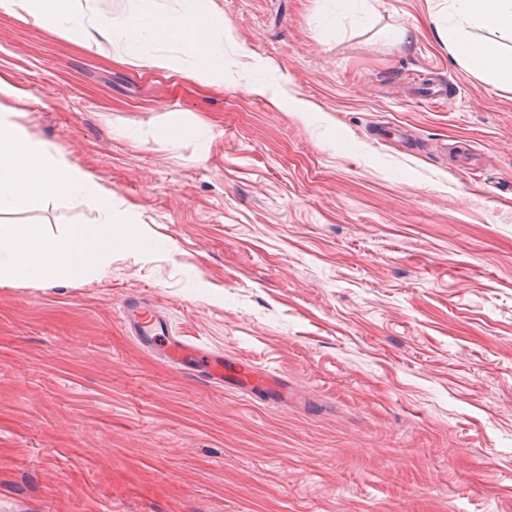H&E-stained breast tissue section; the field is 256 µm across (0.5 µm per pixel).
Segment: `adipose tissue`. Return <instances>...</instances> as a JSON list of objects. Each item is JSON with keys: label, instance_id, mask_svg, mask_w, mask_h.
Here are the masks:
<instances>
[{"label": "adipose tissue", "instance_id": "adipose-tissue-1", "mask_svg": "<svg viewBox=\"0 0 512 512\" xmlns=\"http://www.w3.org/2000/svg\"><path fill=\"white\" fill-rule=\"evenodd\" d=\"M0 11L40 21L88 48L112 42L126 55L154 66L161 60L143 55V44L187 49L195 60L192 75L199 80L224 71V42L212 36L223 30L224 17L213 10L212 0H181L179 11L149 17L135 6L118 23L100 10L97 0H0ZM437 34L461 67L512 90V0H448L447 24Z\"/></svg>", "mask_w": 512, "mask_h": 512}]
</instances>
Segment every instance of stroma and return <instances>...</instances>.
Instances as JSON below:
<instances>
[{
  "mask_svg": "<svg viewBox=\"0 0 512 512\" xmlns=\"http://www.w3.org/2000/svg\"><path fill=\"white\" fill-rule=\"evenodd\" d=\"M213 7L218 87L0 12V110L144 241L77 288L0 284V512H512V92L452 61L441 0ZM132 293L287 404L140 345Z\"/></svg>",
  "mask_w": 512,
  "mask_h": 512,
  "instance_id": "1",
  "label": "stroma"
}]
</instances>
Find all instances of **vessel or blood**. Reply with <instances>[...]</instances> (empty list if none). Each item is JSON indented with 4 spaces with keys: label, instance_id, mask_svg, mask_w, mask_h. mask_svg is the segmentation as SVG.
<instances>
[{
    "label": "vessel or blood",
    "instance_id": "1",
    "mask_svg": "<svg viewBox=\"0 0 512 512\" xmlns=\"http://www.w3.org/2000/svg\"><path fill=\"white\" fill-rule=\"evenodd\" d=\"M124 308L131 336L142 345L160 346L166 360L205 383L242 389L264 401L288 388L287 381L270 375L257 364L174 339L168 319L138 295H128Z\"/></svg>",
    "mask_w": 512,
    "mask_h": 512
}]
</instances>
